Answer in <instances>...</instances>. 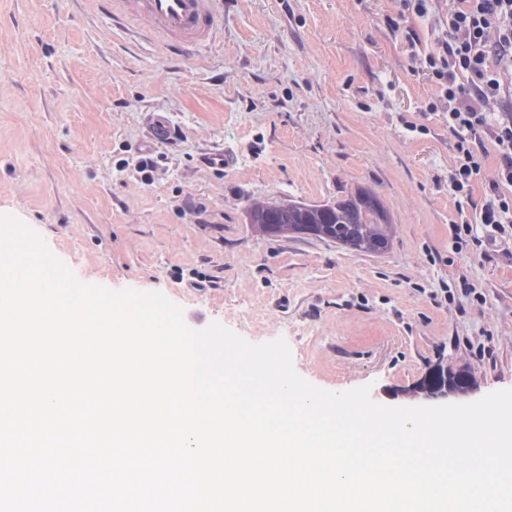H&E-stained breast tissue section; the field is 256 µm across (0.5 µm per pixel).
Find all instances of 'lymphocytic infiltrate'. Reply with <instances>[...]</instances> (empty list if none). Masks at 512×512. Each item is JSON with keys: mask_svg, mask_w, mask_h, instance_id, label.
I'll use <instances>...</instances> for the list:
<instances>
[{"mask_svg": "<svg viewBox=\"0 0 512 512\" xmlns=\"http://www.w3.org/2000/svg\"><path fill=\"white\" fill-rule=\"evenodd\" d=\"M444 36L421 62V69L439 88L428 109L446 110L455 137L450 190L471 203L474 186L487 188L479 212L492 236L483 238L469 221L451 226L456 247L486 254L499 239L512 240V0H448ZM498 163L487 169L488 151Z\"/></svg>", "mask_w": 512, "mask_h": 512, "instance_id": "f902f5d3", "label": "lymphocytic infiltrate"}]
</instances>
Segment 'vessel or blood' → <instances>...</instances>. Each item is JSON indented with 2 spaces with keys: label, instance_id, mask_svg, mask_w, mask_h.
Here are the masks:
<instances>
[{
  "label": "vessel or blood",
  "instance_id": "obj_1",
  "mask_svg": "<svg viewBox=\"0 0 512 512\" xmlns=\"http://www.w3.org/2000/svg\"><path fill=\"white\" fill-rule=\"evenodd\" d=\"M112 18L144 23L174 48L201 46L216 34V0H103Z\"/></svg>",
  "mask_w": 512,
  "mask_h": 512
}]
</instances>
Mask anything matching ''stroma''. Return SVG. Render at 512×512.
Segmentation results:
<instances>
[{
    "label": "stroma",
    "mask_w": 512,
    "mask_h": 512,
    "mask_svg": "<svg viewBox=\"0 0 512 512\" xmlns=\"http://www.w3.org/2000/svg\"><path fill=\"white\" fill-rule=\"evenodd\" d=\"M216 44L167 49L97 0H0V215L84 283L159 292L186 324L288 343L297 373L382 405L419 406L436 370L468 403L512 389V245L456 250L454 137L419 62L442 31L399 27L394 0H217ZM172 140L152 144V116ZM229 159L221 169L209 154ZM149 156L153 181L135 163ZM383 202L382 254L263 236L252 202ZM485 296L437 304L459 275ZM492 352L478 361L470 343Z\"/></svg>",
    "instance_id": "obj_1"
}]
</instances>
